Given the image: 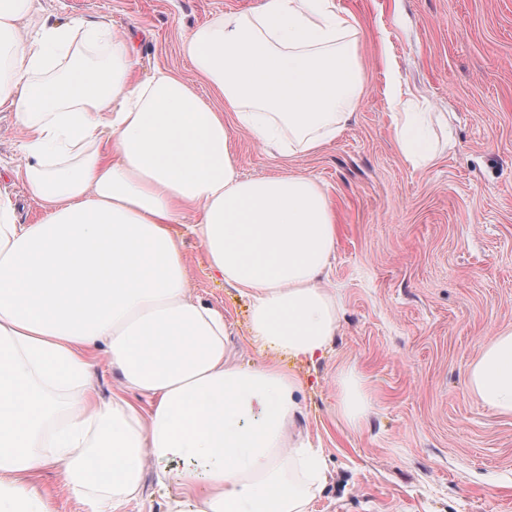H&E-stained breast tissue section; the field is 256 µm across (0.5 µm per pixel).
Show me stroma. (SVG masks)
Instances as JSON below:
<instances>
[{"mask_svg": "<svg viewBox=\"0 0 512 512\" xmlns=\"http://www.w3.org/2000/svg\"><path fill=\"white\" fill-rule=\"evenodd\" d=\"M361 24L364 91L354 118L315 155L260 147L234 130L247 177L296 171L323 186L339 227L327 281L341 327L320 362L294 364L328 485L311 512H512V416L466 386L481 346L512 327V0H339ZM256 0H39L48 23L72 16L130 37L139 79L195 72L181 42L220 14ZM398 78L413 111L438 119L434 162L401 155L387 99ZM23 134L0 111V191L18 223L42 209L14 175ZM177 232L192 294L224 312L240 363L250 301L210 277L182 218ZM353 366L373 403L351 432L336 415V376Z\"/></svg>", "mask_w": 512, "mask_h": 512, "instance_id": "35a3bbf8", "label": "stroma"}]
</instances>
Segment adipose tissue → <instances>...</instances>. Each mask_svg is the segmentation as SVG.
I'll use <instances>...</instances> for the list:
<instances>
[{
  "label": "adipose tissue",
  "instance_id": "adipose-tissue-1",
  "mask_svg": "<svg viewBox=\"0 0 512 512\" xmlns=\"http://www.w3.org/2000/svg\"><path fill=\"white\" fill-rule=\"evenodd\" d=\"M181 51L197 83L163 69L141 80L108 23L50 25L35 0H0V109L25 133L14 174L45 213L18 223L0 192V512H54L32 479L46 469L86 512L98 492L137 499L149 461L181 489L167 512H309L326 484L289 364L320 361L339 331L324 286L335 213L309 173L244 177L233 131L292 154L341 134L364 90L358 22L337 0H257ZM401 96L392 87L399 149L429 166ZM187 212L212 276L250 299L259 363L236 362L223 310L188 295L175 229ZM100 353L118 377L107 398ZM467 386L512 415V327L482 346ZM336 390L339 419L360 431L363 377L342 369Z\"/></svg>",
  "mask_w": 512,
  "mask_h": 512
}]
</instances>
